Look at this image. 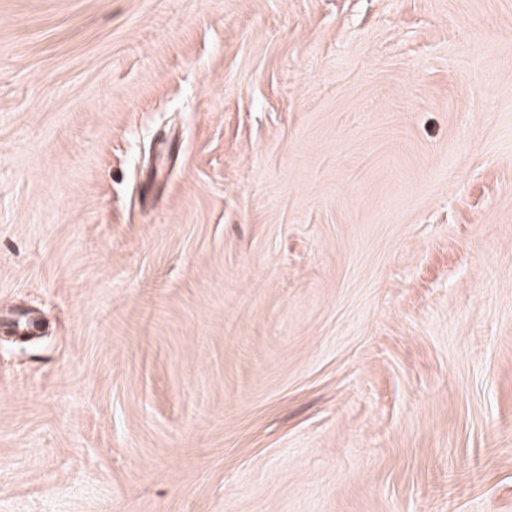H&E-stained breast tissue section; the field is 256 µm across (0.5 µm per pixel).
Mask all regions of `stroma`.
<instances>
[{
  "instance_id": "obj_1",
  "label": "stroma",
  "mask_w": 512,
  "mask_h": 512,
  "mask_svg": "<svg viewBox=\"0 0 512 512\" xmlns=\"http://www.w3.org/2000/svg\"><path fill=\"white\" fill-rule=\"evenodd\" d=\"M0 512H512V0H0Z\"/></svg>"
}]
</instances>
